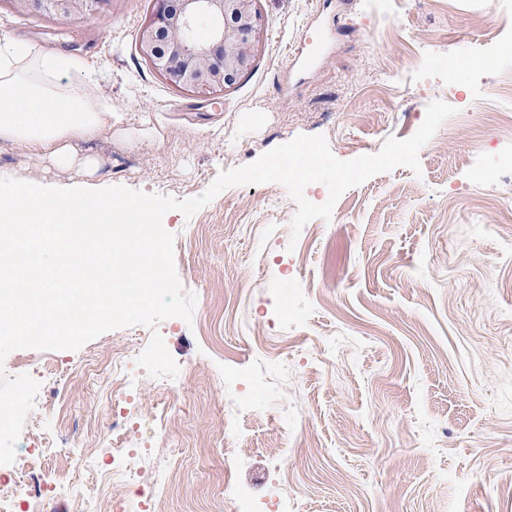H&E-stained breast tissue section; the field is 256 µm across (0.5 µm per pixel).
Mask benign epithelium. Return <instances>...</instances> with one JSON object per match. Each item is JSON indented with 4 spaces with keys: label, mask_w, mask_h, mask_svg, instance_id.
Here are the masks:
<instances>
[{
    "label": "benign epithelium",
    "mask_w": 512,
    "mask_h": 512,
    "mask_svg": "<svg viewBox=\"0 0 512 512\" xmlns=\"http://www.w3.org/2000/svg\"><path fill=\"white\" fill-rule=\"evenodd\" d=\"M22 14L66 24L110 0H7ZM257 0H153L137 34L140 55L171 86L216 93L251 68L263 38Z\"/></svg>",
    "instance_id": "7a95c632"
}]
</instances>
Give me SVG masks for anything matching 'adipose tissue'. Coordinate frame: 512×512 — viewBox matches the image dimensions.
Wrapping results in <instances>:
<instances>
[{"instance_id": "1", "label": "adipose tissue", "mask_w": 512, "mask_h": 512, "mask_svg": "<svg viewBox=\"0 0 512 512\" xmlns=\"http://www.w3.org/2000/svg\"><path fill=\"white\" fill-rule=\"evenodd\" d=\"M78 60L15 41L0 42V142L21 141L52 164H76L75 145L111 128V111L99 108L84 85L69 82Z\"/></svg>"}]
</instances>
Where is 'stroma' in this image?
Returning a JSON list of instances; mask_svg holds the SVG:
<instances>
[{
	"mask_svg": "<svg viewBox=\"0 0 512 512\" xmlns=\"http://www.w3.org/2000/svg\"><path fill=\"white\" fill-rule=\"evenodd\" d=\"M266 39L217 96L169 86L139 54L152 0H113L61 26L0 5V35L83 59L112 130L79 143V178L0 142V176L60 188L123 185L177 199L299 134L335 157L407 139L428 104L456 107L419 152L346 191L330 219L291 236L280 184L225 189L192 218L176 210L174 261L197 296L192 322L102 334L76 351L21 349L6 376L40 389L0 483L34 471L41 508L74 491L112 512V424L129 428L139 481L170 475L158 512H512V0H258ZM468 60L449 75L448 60ZM160 333L170 383L137 358ZM65 393L66 422L50 410ZM167 413L159 434L154 415Z\"/></svg>",
	"mask_w": 512,
	"mask_h": 512,
	"instance_id": "1",
	"label": "stroma"
}]
</instances>
